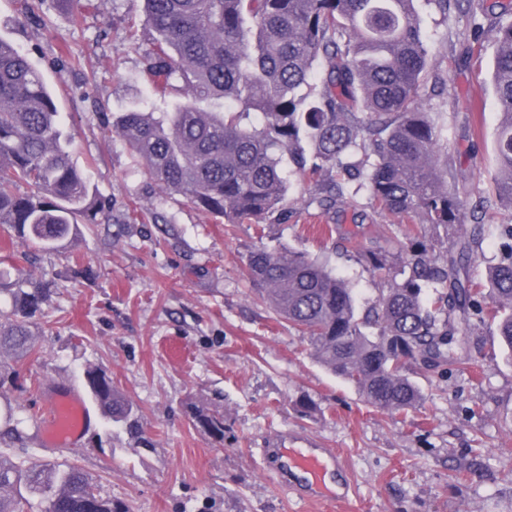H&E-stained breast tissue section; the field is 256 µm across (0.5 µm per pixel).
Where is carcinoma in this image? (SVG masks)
Here are the masks:
<instances>
[{
	"label": "carcinoma",
	"instance_id": "1",
	"mask_svg": "<svg viewBox=\"0 0 512 512\" xmlns=\"http://www.w3.org/2000/svg\"><path fill=\"white\" fill-rule=\"evenodd\" d=\"M416 2L143 0L144 22L158 39L142 71L154 94L183 101L167 112L149 101L110 126L153 181L226 224L275 211L300 177L330 206L365 190L379 208L416 225L397 270L386 252L352 244L388 280L363 310L345 279L303 251L262 244L246 263L259 297L309 338L318 361L367 404L395 414L422 401L407 364H459L453 344L461 326L494 325L512 360V224L480 222L492 209L512 210V0L489 5L500 9L491 67L500 122L493 192L478 196L465 181L448 186L442 126L421 103L437 75ZM426 4L476 17L471 0ZM70 144L42 73L0 36V228L31 246L28 259L62 247L83 225L112 220L110 203L72 162ZM365 144L373 160L346 162ZM468 214L476 224L454 234L440 258L430 232L460 229ZM487 228L499 254L480 283L467 267L480 262ZM50 292L41 279L8 289L0 351L19 360L33 353L32 328ZM83 379L106 430L121 425L141 438L136 409L112 378L87 368ZM190 419L224 441V414L196 408ZM30 421L11 413L0 421V512H30L31 495L47 498L49 512H128L80 466L27 456Z\"/></svg>",
	"mask_w": 512,
	"mask_h": 512
}]
</instances>
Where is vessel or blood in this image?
Segmentation results:
<instances>
[{
  "label": "vessel or blood",
  "mask_w": 512,
  "mask_h": 512,
  "mask_svg": "<svg viewBox=\"0 0 512 512\" xmlns=\"http://www.w3.org/2000/svg\"><path fill=\"white\" fill-rule=\"evenodd\" d=\"M42 415L45 441L51 447L79 442L91 419L83 398L71 389L46 393ZM265 445L275 453L281 473L301 482L311 496L333 495L332 484L341 468L335 449L323 447L308 435L285 431L269 436Z\"/></svg>",
  "instance_id": "vessel-or-blood-1"
}]
</instances>
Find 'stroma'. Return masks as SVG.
<instances>
[{
	"mask_svg": "<svg viewBox=\"0 0 512 512\" xmlns=\"http://www.w3.org/2000/svg\"><path fill=\"white\" fill-rule=\"evenodd\" d=\"M440 81L424 106L438 115L450 180L485 191L495 173L496 112L488 71L496 51L492 18L473 38L457 11L421 6ZM0 36L43 72L67 132L72 158L112 201V221L63 248L24 260L28 247L0 235L10 281L51 282L37 321L36 356L17 361L0 406L39 415L45 391L81 389L93 367L106 372L138 410L141 441L93 419L81 444L47 446L29 429L37 460L79 465L128 512H512V363L493 326L472 329L447 374L418 370L421 408L391 415L329 373L301 336L256 299L246 255L282 244L327 263L360 305L386 283L343 239L395 249L384 227L405 220L378 210L367 194L327 207L318 191L293 184L282 207L260 223L224 224L184 196L163 191L124 142L106 129L113 114L144 102L141 69L156 34L140 0H90L74 18L65 0H0ZM312 409L302 413L300 398ZM224 415V440L190 423L191 408ZM306 430L337 449L351 481L348 499L312 500L286 487L264 454L267 436ZM489 466L462 480L472 449Z\"/></svg>",
	"mask_w": 512,
	"mask_h": 512,
	"instance_id": "1",
	"label": "stroma"
}]
</instances>
